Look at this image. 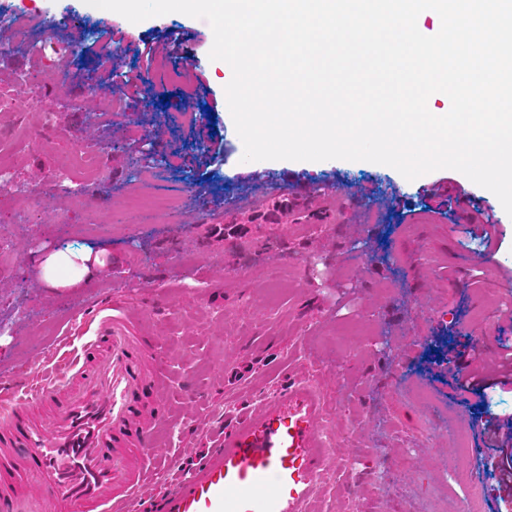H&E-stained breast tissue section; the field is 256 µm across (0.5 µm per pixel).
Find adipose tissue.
Segmentation results:
<instances>
[{
  "label": "adipose tissue",
  "mask_w": 512,
  "mask_h": 512,
  "mask_svg": "<svg viewBox=\"0 0 512 512\" xmlns=\"http://www.w3.org/2000/svg\"><path fill=\"white\" fill-rule=\"evenodd\" d=\"M108 254L87 246L45 250L39 261L38 280L45 287L80 288L109 265Z\"/></svg>",
  "instance_id": "1"
}]
</instances>
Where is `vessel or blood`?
<instances>
[{
    "mask_svg": "<svg viewBox=\"0 0 512 512\" xmlns=\"http://www.w3.org/2000/svg\"><path fill=\"white\" fill-rule=\"evenodd\" d=\"M81 328L80 351L51 378L0 382V458L24 466L38 487L17 501L19 512H312L334 459L324 398L310 380L294 379L218 431L173 477L152 453L166 419L156 340L108 294ZM39 403L50 404L48 419L29 414ZM153 482L161 491L145 495Z\"/></svg>",
    "mask_w": 512,
    "mask_h": 512,
    "instance_id": "b4317fda",
    "label": "vessel or blood"
}]
</instances>
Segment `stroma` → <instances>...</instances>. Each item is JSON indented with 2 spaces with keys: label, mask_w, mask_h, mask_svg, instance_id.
<instances>
[{
  "label": "stroma",
  "mask_w": 512,
  "mask_h": 512,
  "mask_svg": "<svg viewBox=\"0 0 512 512\" xmlns=\"http://www.w3.org/2000/svg\"><path fill=\"white\" fill-rule=\"evenodd\" d=\"M84 0H0V15L34 14L65 24L81 16ZM80 32L79 60L66 82L44 89L39 73L55 68L71 39L0 59V87L22 99L50 103L59 135L53 150L30 144L0 188V228L26 214L16 274L0 288V375L46 364L70 321L100 295L128 303L144 333L160 339L168 373L161 395L171 416L155 435L154 451L183 468L195 462L221 423L262 406L286 386L289 373L312 381L326 403L335 465L314 512H447L471 499L474 512H512L499 500L506 458L494 434H481L490 416H512V384L487 398L448 397L451 371L472 368L495 376L504 339H512V217L497 197L453 169L406 180L392 167L367 161L266 160L247 165L225 101L230 66L209 52V23L181 13L129 22L108 11ZM112 58L115 82L87 93L83 68L97 50ZM182 65L183 79L167 86L168 104L142 108L144 87L126 76L144 70L147 54ZM120 90L127 111L103 120L93 97ZM194 109L190 122L177 113ZM223 144L209 154L212 140ZM97 150L112 182L131 158L153 171L143 193L188 195L205 210L183 208L129 215L124 190L109 203L124 221L116 231L90 227L94 215L72 211L59 190L62 161L76 146ZM181 154L176 167L161 153ZM293 186L310 217L285 224H247L238 236H219L232 215L266 210L272 190ZM40 190L38 205L27 192ZM495 214L492 248L467 232L462 204ZM112 257L91 287L52 289L37 279L39 251L61 240ZM360 240L372 263L348 256ZM454 342L445 360L433 358L441 338ZM192 391H185V382ZM460 416L474 455L458 471L447 431L407 397L411 388Z\"/></svg>",
  "instance_id": "stroma-1"
}]
</instances>
